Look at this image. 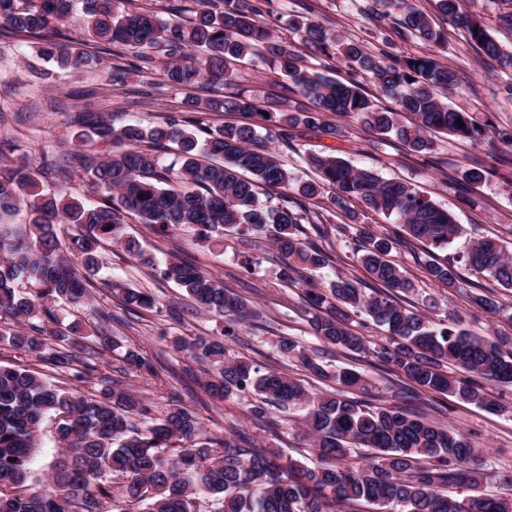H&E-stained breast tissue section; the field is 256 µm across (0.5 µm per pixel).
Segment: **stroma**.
<instances>
[{"label":"stroma","mask_w":512,"mask_h":512,"mask_svg":"<svg viewBox=\"0 0 512 512\" xmlns=\"http://www.w3.org/2000/svg\"><path fill=\"white\" fill-rule=\"evenodd\" d=\"M375 6V0H280L279 9L266 15L265 20L271 28L286 31L289 18H312L333 34L361 39L368 48L375 49L379 43L371 36L369 20ZM463 10L479 15L489 33L503 47L512 49V28L498 20L500 14L512 12V0H463ZM388 52L395 57L439 55L459 77L457 87L446 93L445 102L454 109L474 113L478 121L495 129L512 130V97L505 91L506 85L512 83V76L502 73L495 61L478 56L463 29L449 28L448 45L441 51L414 39L395 36ZM93 53L97 61L90 68L66 73L38 55L36 38L0 32V139L13 142L14 160L24 159L38 166L47 161L61 162L73 150L76 128L71 115L82 108L109 113L119 124L157 121L181 111L184 91L169 87L161 72L131 77L121 86L107 83V74L113 66L136 65L133 53L113 46L106 50L94 47ZM234 72L240 87L249 89L259 102L282 99L294 107L301 101L300 96L284 95L281 77L261 59L237 63ZM272 144L282 163L299 179L313 175L304 162L306 155L324 154L334 148L352 166L412 183L430 200L452 211L464 228L463 234L445 250V257L461 255L471 240L479 236L500 238L512 251V164L500 162L486 144L440 135L431 153L419 155L353 119L347 120L344 135L335 140L315 132L293 135L286 143L276 137ZM476 159L484 162L489 175L481 185L470 187L462 181L461 172ZM120 233L138 238L146 252L156 257L177 254L219 276L226 287L248 300L257 311L256 317L250 320L227 325L224 318L199 312L184 291L156 277L151 267L116 245L104 243L96 300L113 313H120L121 295L110 288L111 282L117 281L151 291L159 304L156 310L142 312L134 328L117 323L112 326L113 338L141 348L152 361L155 376L144 377L133 372L126 381L158 409L176 403L199 414L208 435L231 438L243 432L252 442L277 449L284 457L308 466L318 461L314 448L300 436L303 405H290L283 412L271 410L272 422L267 425L251 415L250 409L257 401L255 393L246 392L224 400L210 396L204 383L212 372L211 366L175 351L172 339L176 336L223 338L229 358H244L263 368H277L301 379L309 391L329 397L341 391L332 378L333 373L341 368H354L370 377L373 396L390 400L387 376L370 359L355 360L338 351H328L323 357L328 376L320 379L303 371L296 359L280 353L278 342L284 336L294 338L300 347L308 350L319 348L320 343L308 323V308L301 300V288L284 286L280 278L281 258L266 236L244 237L228 232L222 244L216 246L180 230L166 237L156 235L134 215L128 216ZM361 245L352 228L324 241L323 247L330 253L331 261L314 273L315 282L325 286L340 276L365 279L366 273L357 263ZM390 257L416 281L417 289L406 296V303L428 311L434 322L455 315L470 333L512 336V289L504 288L489 276L466 272L471 292L498 301L501 311L492 315L466 296L438 287L427 279L424 273L427 255L421 247L399 244L394 246ZM430 297L437 301L436 309H428L426 300ZM494 393L503 404V411L490 412L439 395L432 399L435 410L430 414L436 424L467 434L484 447L482 465L493 475L486 485L490 491L501 488L494 479L495 474L512 471V386H495Z\"/></svg>","instance_id":"1"}]
</instances>
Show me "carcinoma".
I'll return each instance as SVG.
<instances>
[{"mask_svg": "<svg viewBox=\"0 0 512 512\" xmlns=\"http://www.w3.org/2000/svg\"><path fill=\"white\" fill-rule=\"evenodd\" d=\"M80 2L89 41L133 51L160 48V59L142 60L158 64L170 86L230 84L234 75L227 62L260 54L288 79L287 90L310 99L313 107L285 112L280 101L271 100L262 109L239 91L189 97L184 111L153 125L134 121L117 126L105 112H77L74 141L108 146L102 154L80 150L71 156L87 175L94 202L64 190L44 192L42 171L31 162L0 164V215L21 206L29 213L26 237L14 239L0 231V344L75 381L68 391L41 372L0 364V512H199L202 499L212 502V512H358L356 506L362 503L383 512H512V494L481 492L491 477L480 465L483 449L469 436L428 421L425 409L431 404L421 400L424 395H448L501 411L486 385H512V336H474L461 328L459 318L433 325L400 300L415 284L388 259L395 241H418L428 250V279L460 291L465 282L461 265L512 288V253L493 238H480L454 262H441L434 250L448 248L462 225L411 183L384 180L329 153L310 156L307 164L318 177L295 185L255 125L228 123L212 129L193 115L265 111L277 115L284 130H320L334 139L342 136V129L328 124L326 117L346 116L416 153L430 150L437 133L474 143L495 138L504 147L499 159L511 163L512 132L489 136L471 113L448 107L442 94L456 87L458 76L438 58L391 57L381 48L374 52L360 41H344L314 19H293L291 28L313 50L328 57L340 53L350 79L340 81L308 69L288 41L260 20L254 0H195V15L185 23L163 22L150 10L124 13L116 9V0ZM378 2L385 11L376 15L374 37L387 40L385 26L397 11L402 37L447 46L448 31L410 0ZM74 4L0 0V27L35 36L44 58L63 69L81 70L93 54L61 42L59 33ZM435 7L449 25L466 30L478 53L512 72V50L502 48L481 18L463 13L460 0H435ZM360 77L372 79L395 107L376 108L362 92ZM459 118L462 128L456 124ZM171 143L179 152L177 169L158 156ZM175 181L184 189L172 187ZM327 188L336 214L359 225L366 241L359 263L367 282L341 277L321 288L310 278L301 279V271L315 272L330 262L328 253L305 237L312 233L325 240L348 229L323 214L315 222L307 219L305 201L319 199ZM368 210L394 218L398 230L391 233L359 222V213ZM129 214L160 236L185 228L207 241L224 236L227 228L266 235L282 257L284 283L304 286L314 335L351 355L376 360L396 377L390 393L397 403L376 406L341 395L324 398L276 368L262 371L251 361L226 358L222 339H174L176 351L214 365L205 382L211 395L226 399L255 393L259 403L251 413L259 420L268 419L269 405L305 404L303 434L321 459L310 468L251 443L243 433L238 435L240 446L205 437L190 410L171 407L159 415L123 381L98 375L95 357L119 349L111 335L112 310L94 298L105 241L183 288L199 311L226 316L231 323L253 315L249 304L214 274L174 255L158 260L145 254L135 238L118 237ZM64 224L77 230L69 244L60 236ZM23 279L35 285L34 294L16 293L15 283ZM111 288L122 293L129 314L156 306L149 291L117 281ZM62 303L89 311L92 321L59 322ZM351 313L365 319L361 330L349 326ZM371 324L383 329L385 342L365 335ZM278 348L286 357H297L308 371L323 373L318 351L305 353L296 340L284 336ZM120 358L123 374H156L138 348H126ZM450 365L458 375L448 373ZM95 376V387L80 389ZM335 380L349 391L368 390L367 379L354 369L338 372ZM47 419L56 424L59 452L49 476L51 491L39 493L29 488V477ZM351 448H372L375 453L368 462L354 464L347 460ZM448 487L471 494L457 499L445 492Z\"/></svg>", "mask_w": 512, "mask_h": 512, "instance_id": "1", "label": "carcinoma"}]
</instances>
